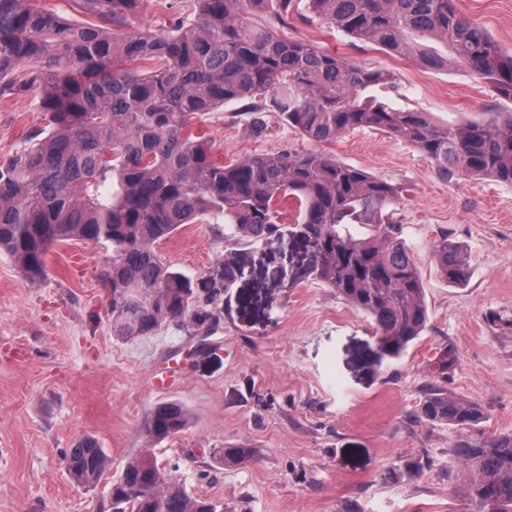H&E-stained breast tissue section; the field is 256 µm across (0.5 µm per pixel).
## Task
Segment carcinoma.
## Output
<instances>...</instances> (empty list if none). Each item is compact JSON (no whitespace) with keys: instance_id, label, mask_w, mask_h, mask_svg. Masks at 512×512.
<instances>
[{"instance_id":"cac0c4a2","label":"carcinoma","mask_w":512,"mask_h":512,"mask_svg":"<svg viewBox=\"0 0 512 512\" xmlns=\"http://www.w3.org/2000/svg\"><path fill=\"white\" fill-rule=\"evenodd\" d=\"M140 0H75L95 23L69 20L39 0H0V94L38 90L47 125L0 162V254L31 283L47 274L52 245L70 240L111 249L103 273L111 289L112 335L148 336L164 325L217 320L218 289L201 294L164 262L155 245L184 224L224 217L259 241L280 232L278 204H297L296 228L316 249L294 282L316 280L365 313L379 361L396 360L427 328L428 309L414 257L390 221L399 195L390 183L317 152L261 154L224 165L187 127L193 116L243 102L252 126L267 114L303 136L327 142L370 128L421 152L444 177L512 183V113L489 122L437 125L425 112L393 108L382 90L390 73L372 70L302 41L281 38L253 15L284 22L292 0H195L194 12L160 34H119ZM329 27L430 69L458 65L512 102V55L459 15L454 0H308ZM447 47L431 50L425 41ZM148 60L147 71L120 70ZM29 71L16 77L24 67ZM452 285L468 278L457 247L432 246ZM455 358L444 351L418 418L446 425L467 512H512V434L471 428L482 407L448 392ZM188 423L177 402L155 405L140 425L158 444ZM244 464L248 448L219 451ZM71 480L97 486L110 459L84 437L66 456ZM112 512H220L213 500L158 464L151 448L127 457L112 479Z\"/></svg>"}]
</instances>
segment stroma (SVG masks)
<instances>
[{"instance_id": "35a3bbf8", "label": "stroma", "mask_w": 512, "mask_h": 512, "mask_svg": "<svg viewBox=\"0 0 512 512\" xmlns=\"http://www.w3.org/2000/svg\"><path fill=\"white\" fill-rule=\"evenodd\" d=\"M455 4L512 54V0ZM192 9L193 0H142L125 30L158 34ZM278 33L390 72V104L441 125L512 110L463 68L428 69L329 29L306 0H294ZM45 125L32 96L0 95V161ZM190 131L227 164L313 150L397 187L394 219L420 270L428 327L400 359L377 362L365 313L318 281H279L307 256L298 235L255 241L214 217L181 226L157 250L201 287L216 261L243 268L221 289L217 321L131 341L112 334L103 248L55 244L36 285L1 254L0 512H109L112 475L144 447L140 424L161 402L182 404L189 422L157 445L159 463L224 512H339L348 500L364 512H464L454 433L416 414L431 360L450 349L449 392L486 412L476 433H512V183L443 179L410 144L372 129L315 142L273 117L257 135L235 102L196 116ZM443 236L460 247L465 286H449L437 270L432 246ZM84 437L111 460L90 492L66 470ZM224 448L251 449L252 460L220 464Z\"/></svg>"}]
</instances>
